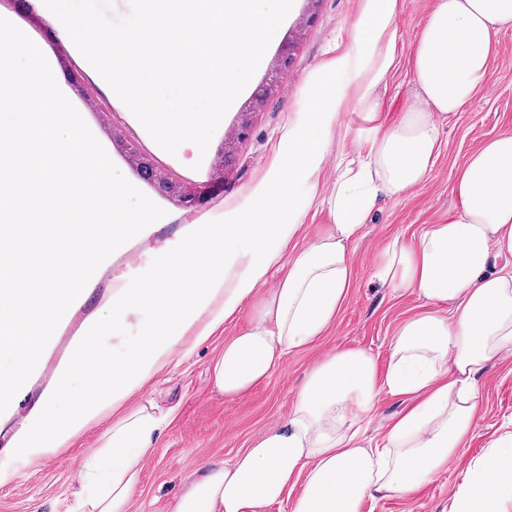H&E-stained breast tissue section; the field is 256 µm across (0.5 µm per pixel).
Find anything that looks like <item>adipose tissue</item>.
<instances>
[{
  "instance_id": "adipose-tissue-1",
  "label": "adipose tissue",
  "mask_w": 512,
  "mask_h": 512,
  "mask_svg": "<svg viewBox=\"0 0 512 512\" xmlns=\"http://www.w3.org/2000/svg\"><path fill=\"white\" fill-rule=\"evenodd\" d=\"M401 8L402 0H363L351 46L320 66L246 201L223 222L193 225L162 247L147 277L121 279L83 323L53 386L0 450V485L107 417L79 465L73 512H130L143 462L175 417L142 398L154 377L248 306L250 322L212 368V385L227 398L329 329L351 286V243L381 196L427 181L441 125L488 84L491 34L512 26V0H436L412 55L413 102L389 124L379 89L396 64ZM349 112L362 150L337 158L320 193L328 145ZM452 191L446 223L429 225L417 242H392L381 256V280L427 305L399 327L388 370L378 373L365 351L334 352L310 372L283 426L188 480L173 512H262L283 500L289 512H361L365 500L409 494L447 469L473 430L480 376L512 350V132L472 152ZM317 206L330 224L295 247ZM383 392L412 403L376 441L366 430ZM486 491L499 512H512V431L466 476L456 512H482Z\"/></svg>"
}]
</instances>
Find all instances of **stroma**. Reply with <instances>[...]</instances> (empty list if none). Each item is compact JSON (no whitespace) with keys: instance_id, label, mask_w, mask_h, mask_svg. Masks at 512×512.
I'll return each instance as SVG.
<instances>
[{"instance_id":"stroma-1","label":"stroma","mask_w":512,"mask_h":512,"mask_svg":"<svg viewBox=\"0 0 512 512\" xmlns=\"http://www.w3.org/2000/svg\"><path fill=\"white\" fill-rule=\"evenodd\" d=\"M434 2L403 0L396 20L401 34L397 63L380 89L388 120H395L413 99L410 60L421 25ZM0 6L11 10L27 30L50 42L72 100L104 142H111L113 126H120L129 143L174 181L207 192L205 202L198 208H182L140 179L125 153L113 148V162L119 171L164 209L168 219L155 225L149 235L128 241L96 270L87 284L84 304L70 312L42 355L38 372L16 408L13 424L18 427L52 384L82 323L99 311L121 277L145 272L158 249L180 241L189 225L220 221L225 212L244 202L265 174L283 130L295 112L303 109L320 65L349 47L362 0H321L312 22L300 33L295 27L307 3L294 0L288 23L282 26L277 43L270 47L254 78L255 84H262L281 43L290 35H298L293 60L282 74L285 92L271 97L260 112L252 114L248 136L238 141L232 164L220 176L213 169L214 159L225 137L236 129L248 99H241L234 110L225 114L224 125L215 132L202 167H188L164 151L136 119L123 112L121 102L97 83L96 71L89 62L76 60L67 47L53 41L52 24L44 18L39 0H0ZM492 39L497 54L491 65V82L443 126L439 155L426 183L411 194L380 199L353 250L348 296L324 336L288 353L268 378L245 394L228 399L213 390L210 373L225 339L237 335L241 328L240 323H229L222 337L198 347L185 363L160 376L147 390V397L159 407H176L177 414L145 461L132 512H170L185 482L203 466L233 459L261 435L282 425L307 375L332 352L363 350L374 358L379 372H386L398 327L419 311L423 302L376 277V266L385 247L396 239L418 241L428 225L447 220L455 204V169L489 136L512 131V28L496 32ZM511 422L512 355L491 364L481 376L475 427L448 471L412 494L366 502L362 512H451L462 476ZM97 436V430H90L63 456L48 459L35 469L20 470L12 482L0 486V512H71L70 486L82 455L91 449Z\"/></svg>"}]
</instances>
